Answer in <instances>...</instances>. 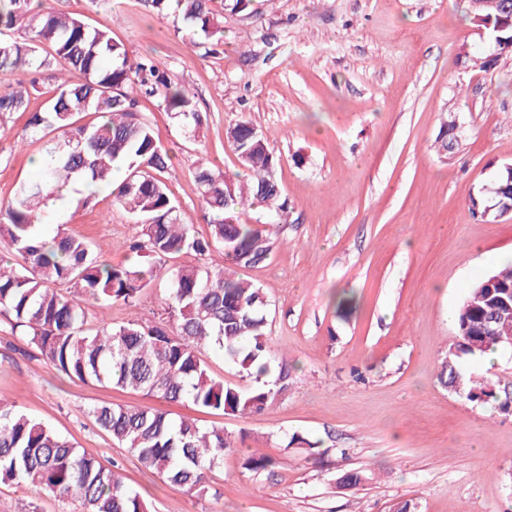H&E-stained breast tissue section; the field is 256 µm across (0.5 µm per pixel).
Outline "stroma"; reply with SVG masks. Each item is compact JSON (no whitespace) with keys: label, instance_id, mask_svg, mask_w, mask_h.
Listing matches in <instances>:
<instances>
[{"label":"stroma","instance_id":"35a3bbf8","mask_svg":"<svg viewBox=\"0 0 512 512\" xmlns=\"http://www.w3.org/2000/svg\"><path fill=\"white\" fill-rule=\"evenodd\" d=\"M467 0H215L218 46L189 44L178 15L142 0H57V9L106 27L130 57L155 59L170 83L188 89L208 117L190 137L156 98L140 114L172 161L165 175L180 223L209 233L194 170L199 158L230 175L243 168L224 130L239 119L270 138L288 202L282 245L240 275L263 289L271 345L292 374L268 410L245 417L172 407L236 437L196 497L143 467L101 431L90 406H145L137 391L68 378L0 326V396L77 448L115 466L152 512H512V413L452 393L440 364L457 341L455 313L471 284L512 262V214L472 216L468 196L512 162V53L483 71L471 57L488 41ZM57 78L43 80L26 111L0 124V202L36 179L44 142L29 135ZM455 116L460 145L438 154L435 139ZM127 264L135 226L109 193L76 199L64 225ZM168 286L156 278L137 306L92 304L119 326L157 318ZM356 299L342 312L337 293ZM316 442L307 458L292 435ZM252 455L272 467L251 472ZM347 471L366 475L350 489ZM0 512H82L78 501L0 486Z\"/></svg>","mask_w":512,"mask_h":512}]
</instances>
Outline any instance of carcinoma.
<instances>
[{"label":"carcinoma","mask_w":512,"mask_h":512,"mask_svg":"<svg viewBox=\"0 0 512 512\" xmlns=\"http://www.w3.org/2000/svg\"><path fill=\"white\" fill-rule=\"evenodd\" d=\"M54 0H0V29H17L22 39L0 40V73L18 74L0 87V116L26 109L29 91H38L36 74L63 69L43 111L31 114L27 129L46 139L39 180L21 184L0 206V241L22 261L0 259V314L14 335L59 372L83 383L131 388L156 406L94 405L89 415L146 468L185 492L209 493L211 474L220 469L235 440L224 429L194 420L175 419L170 404H190L225 414L250 415L274 404L288 391L291 372L285 358L269 354L267 300L262 289L236 276V270L265 262L277 241V224H243L242 211L260 203L281 214L287 203L276 189L278 159L268 137L248 120L226 128V137L252 180L239 184L208 159L194 178L208 209L209 236L198 237L178 222L177 205L163 180L170 155L160 134L138 118V95L155 96L159 106L180 119L197 137L207 117L194 95L168 83L152 58L129 61L123 44L104 28L55 9ZM209 0H144L158 12L176 5L191 35L223 39V28ZM505 0H480L473 16L490 25L496 53L512 49V22ZM454 120L441 125L438 153L454 152ZM126 170L112 189L113 204L133 219L136 235L132 262L114 266L86 239L57 228L45 241L35 232L43 223L49 189L81 180L94 197L112 185V174ZM492 192L469 194L471 214L483 218L494 202L512 206V179L499 171ZM219 247L235 267L212 270L188 264L163 268L148 263L179 253L206 255ZM168 282L164 317L155 323L132 320L118 327L101 323L86 328L88 303L121 301L136 305L141 292L158 276ZM494 313L512 317V265L473 284L456 316L457 343L441 366L443 384H456L472 402L500 399L497 384L477 382L460 366L463 357L482 356L509 347L486 330ZM214 346L224 361L255 376L256 385L240 388L213 378L202 350ZM274 373L268 383L261 377ZM0 483L29 484L63 498H76L83 512H151L111 468L86 455L49 426L29 417L0 396Z\"/></svg>","instance_id":"1"}]
</instances>
